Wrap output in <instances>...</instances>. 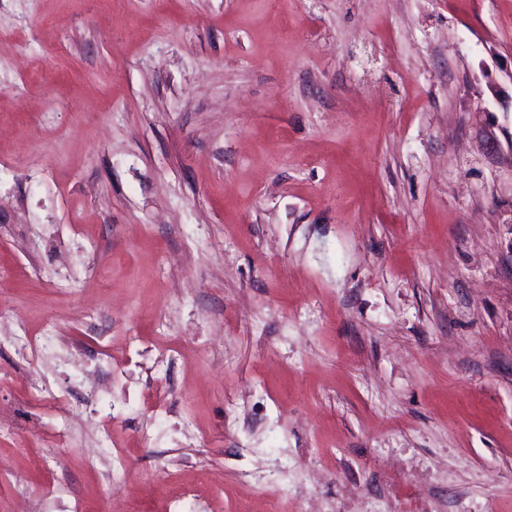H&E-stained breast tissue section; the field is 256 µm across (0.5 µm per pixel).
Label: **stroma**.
Here are the masks:
<instances>
[{"label":"stroma","mask_w":512,"mask_h":512,"mask_svg":"<svg viewBox=\"0 0 512 512\" xmlns=\"http://www.w3.org/2000/svg\"><path fill=\"white\" fill-rule=\"evenodd\" d=\"M0 410V512H512V0H0Z\"/></svg>","instance_id":"1"}]
</instances>
